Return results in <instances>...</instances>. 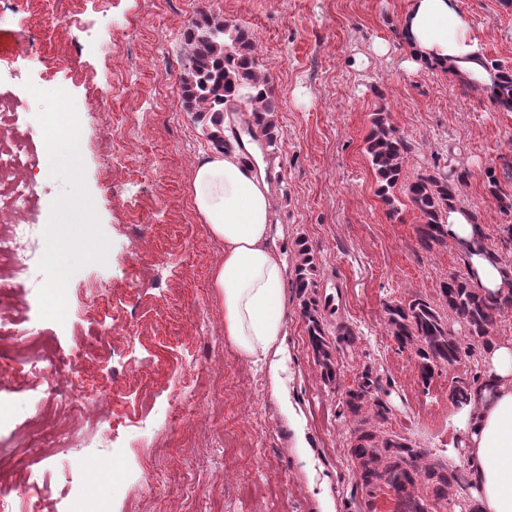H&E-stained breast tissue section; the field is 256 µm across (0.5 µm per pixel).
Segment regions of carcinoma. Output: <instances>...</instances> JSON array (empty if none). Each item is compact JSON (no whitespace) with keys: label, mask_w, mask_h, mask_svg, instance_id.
Masks as SVG:
<instances>
[{"label":"carcinoma","mask_w":512,"mask_h":512,"mask_svg":"<svg viewBox=\"0 0 512 512\" xmlns=\"http://www.w3.org/2000/svg\"><path fill=\"white\" fill-rule=\"evenodd\" d=\"M187 58L180 90L184 107L205 127L208 140L218 149L234 143L245 162L253 163L244 151L241 136L224 134L227 107L242 108L240 119L251 137L272 153L278 148L280 131L275 121L269 76L263 68L258 47L245 26L211 13L202 12L186 29ZM491 68L505 76L493 87V101L512 111V71L498 64ZM370 158L383 201L397 210L400 199L394 190L416 147L391 125L389 113L377 112L366 139ZM470 172L448 164V171L424 170L403 187V194L416 210L418 242L425 250L448 242L445 224L448 208L459 205L460 187ZM488 191L501 212L512 213V194L503 191L497 169L485 172ZM466 257L480 255L488 260L500 255L488 244L482 225L473 224ZM318 266L302 239L297 241L293 286L301 300L306 332L315 363L325 383L340 376L339 351L315 294ZM471 273H450L440 281L437 297L415 294L406 300L385 305L388 332L403 348L415 355L418 376L423 385L431 383L441 369L468 362L472 377L451 382L449 401L453 408L469 413L478 392L492 386L484 377L485 355L497 341L496 328L501 313L512 308V290L492 292L473 286ZM339 415L354 423L346 438L347 465L355 475L353 494L360 498L362 512H377V499L391 489L396 495V512H481L472 495L474 485L463 466L437 457L412 438L391 429L394 416L389 391L384 388L380 367L370 364L357 374L353 384L343 388Z\"/></svg>","instance_id":"carcinoma-1"}]
</instances>
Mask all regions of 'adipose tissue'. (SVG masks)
Here are the masks:
<instances>
[{"label": "adipose tissue", "mask_w": 512, "mask_h": 512, "mask_svg": "<svg viewBox=\"0 0 512 512\" xmlns=\"http://www.w3.org/2000/svg\"><path fill=\"white\" fill-rule=\"evenodd\" d=\"M410 67L437 62L454 77L492 89L499 73L462 18L457 0H409L401 19ZM196 212L224 242V262L212 285L224 301V338L253 364L284 341L287 271L269 245V189L237 152L206 156L191 184ZM494 392L483 393L463 426L467 465L482 512H512V343L488 353Z\"/></svg>", "instance_id": "adipose-tissue-1"}]
</instances>
